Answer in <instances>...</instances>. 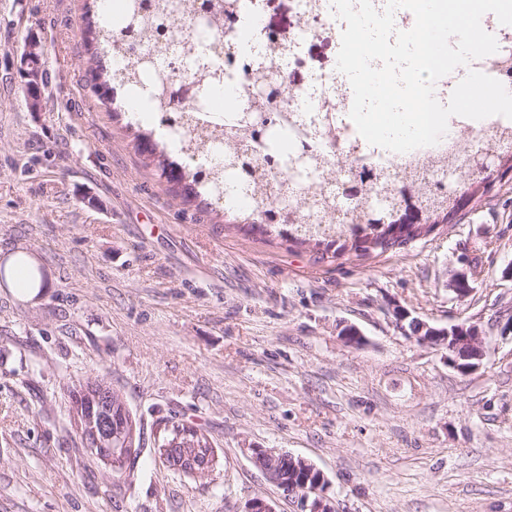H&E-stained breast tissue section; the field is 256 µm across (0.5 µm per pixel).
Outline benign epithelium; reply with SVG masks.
<instances>
[{
	"instance_id": "1",
	"label": "benign epithelium",
	"mask_w": 512,
	"mask_h": 512,
	"mask_svg": "<svg viewBox=\"0 0 512 512\" xmlns=\"http://www.w3.org/2000/svg\"><path fill=\"white\" fill-rule=\"evenodd\" d=\"M40 57H42L40 41L36 39L28 41L21 59L22 76L27 86H36L42 82V69L34 64V60ZM447 288L462 298L471 292L472 285L467 274L461 270L451 276ZM394 315L399 329L404 335H410L405 322L411 318L414 325L417 326L413 338L446 348L448 363L460 374H472L482 366L487 333L480 325L464 322L448 327H437L418 317H411V313L404 308L395 309ZM79 428L84 432L85 438L94 446L99 447L104 444L103 425L94 416H83L79 421ZM283 456L284 452L276 448L254 449V457L263 459L266 464L267 478L274 484L281 485V489L287 490V494L294 497L296 512H337L336 504L320 492V486L324 483L323 474L301 457H291L292 466L308 475V478L313 480L312 486L301 493L296 488L288 490L286 486L282 485L280 460Z\"/></svg>"
}]
</instances>
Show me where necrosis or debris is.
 Masks as SVG:
<instances>
[{
	"label": "necrosis or debris",
	"mask_w": 512,
	"mask_h": 512,
	"mask_svg": "<svg viewBox=\"0 0 512 512\" xmlns=\"http://www.w3.org/2000/svg\"><path fill=\"white\" fill-rule=\"evenodd\" d=\"M299 19L297 32L286 48H279L264 23V0H237L233 21L224 27L225 55L221 60L231 79L209 87L213 98L232 93L245 99L257 76L255 64L263 60L279 73H288L297 56V46L326 32L343 31L345 24L337 17L332 0H297ZM254 27L259 50H245L241 46L247 27ZM353 91L348 78L338 70L323 72L304 86L286 85L284 94L277 99L275 111L293 113L297 123H318L319 129L311 142V150L323 165L337 168L345 163L388 168L398 175L432 177L440 164L456 157L461 136H468L473 147L488 150L512 137V119L499 115L472 123L461 116L451 117L446 134L439 143L395 153L368 144L358 133L349 117Z\"/></svg>",
	"instance_id": "4bbe7bcc"
}]
</instances>
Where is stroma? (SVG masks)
I'll use <instances>...</instances> for the list:
<instances>
[{"mask_svg":"<svg viewBox=\"0 0 512 512\" xmlns=\"http://www.w3.org/2000/svg\"><path fill=\"white\" fill-rule=\"evenodd\" d=\"M86 0H0V261L28 255L33 297L0 286V512H294L253 461L302 457L339 512H512V172L431 235L323 261L262 226L183 203L149 165L123 98L90 87ZM37 38L48 84L29 111L20 53ZM338 39L303 44L294 83L336 67ZM473 280L456 297L457 271ZM477 322L483 367L396 325ZM356 325L365 341L340 336ZM102 375L141 422L130 471L83 448L68 391ZM208 430L219 475H174L160 419Z\"/></svg>","mask_w":512,"mask_h":512,"instance_id":"35a3bbf8","label":"stroma"}]
</instances>
